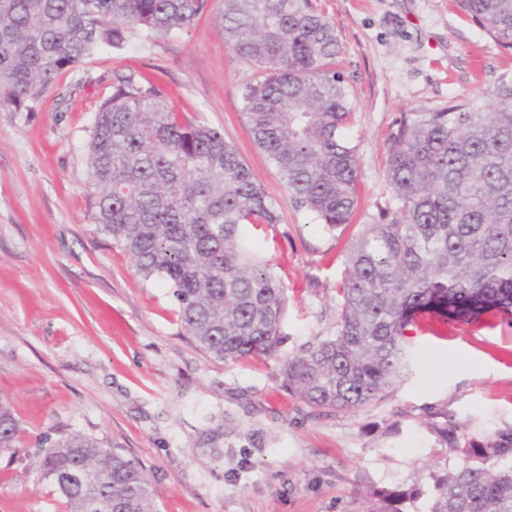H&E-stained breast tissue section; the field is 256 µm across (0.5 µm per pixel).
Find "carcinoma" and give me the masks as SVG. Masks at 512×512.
Here are the masks:
<instances>
[{
	"mask_svg": "<svg viewBox=\"0 0 512 512\" xmlns=\"http://www.w3.org/2000/svg\"><path fill=\"white\" fill-rule=\"evenodd\" d=\"M209 0H0V105L39 98L101 46L190 29ZM498 46L512 49V0H458ZM229 51L255 69L241 112L295 207L332 234L358 203L359 164L346 131L355 104L336 70V27L313 0H224ZM387 207L351 242L335 334L282 366L311 408L355 412L404 379L407 331L420 312L474 323L512 313V81L491 109L451 101L408 112L388 142ZM91 219L147 280L173 289L180 321L219 360L271 357L288 288L244 244L247 224L280 216L224 132L176 111L162 88L121 77L94 115L88 142ZM18 421L0 399V452ZM454 467L432 476L427 512H512V426L471 434L436 428ZM41 478L66 512H156L135 459L69 436L43 450ZM420 493L388 491L368 512H408Z\"/></svg>",
	"mask_w": 512,
	"mask_h": 512,
	"instance_id": "cac0c4a2",
	"label": "carcinoma"
}]
</instances>
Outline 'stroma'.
I'll use <instances>...</instances> for the list:
<instances>
[{
    "label": "stroma",
    "mask_w": 512,
    "mask_h": 512,
    "mask_svg": "<svg viewBox=\"0 0 512 512\" xmlns=\"http://www.w3.org/2000/svg\"><path fill=\"white\" fill-rule=\"evenodd\" d=\"M334 23L356 118L358 206L326 233L296 210L240 110L254 74L226 47L223 2L190 33L100 48L31 108L0 106V397L19 422L0 453V512H66L41 479L43 450L80 434L135 458L158 512H367L376 490L430 488L448 464L431 430L449 417L473 433L512 426V314L475 328L435 319L411 332V374L353 414L310 408L281 368L333 335L342 251L390 198L387 140L406 112L452 98L487 107L512 80L456 0H315ZM168 86L175 107L223 130L280 223L244 226L288 288L282 342L264 360L221 361L181 326L172 288L144 279L91 220L87 142L117 77Z\"/></svg>",
    "instance_id": "35a3bbf8"
}]
</instances>
